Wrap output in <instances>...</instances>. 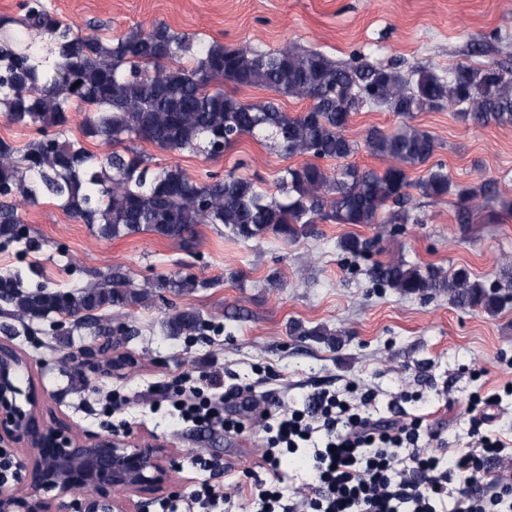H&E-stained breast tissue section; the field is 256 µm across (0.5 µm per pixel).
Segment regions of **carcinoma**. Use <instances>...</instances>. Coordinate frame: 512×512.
Here are the masks:
<instances>
[{"mask_svg":"<svg viewBox=\"0 0 512 512\" xmlns=\"http://www.w3.org/2000/svg\"><path fill=\"white\" fill-rule=\"evenodd\" d=\"M24 27L47 38L53 60L43 61L31 46L10 36L0 45V109L17 125L40 137L23 150L0 140V246L19 242L26 229L17 215L21 203L49 197L68 215L94 225L106 239L140 231L186 243L199 224H222L243 240L273 234L293 241L318 220L336 224L418 223L407 189L408 169L427 163L438 149L434 137L407 122L387 134L373 128L364 147L387 166L382 172L346 165L328 173L314 163L287 167L279 194L234 175L199 182L178 165L160 167L133 148L93 153L87 139L110 145L126 139L149 142L172 152L217 157L244 135L259 136L289 157L347 159L359 151L345 135L353 113L367 106L385 108L407 120L417 112L458 107L460 121L512 125V68L459 65L448 75L417 65L401 69L354 56L336 62L323 53L288 47L262 49L251 44L226 47L157 22L130 28L118 38L81 36L51 13L41 0H26ZM189 55L193 65L178 61ZM262 88L311 101L292 116L274 101L248 102L224 91ZM86 112L83 138L66 136L70 112ZM423 196L440 199L456 192L464 219L500 199L491 182L454 189L448 171L430 168L416 184ZM381 286L405 295L446 294L460 307L495 312L506 295L471 278L463 268L445 275L400 260L370 269ZM161 284L134 288L119 269L105 282L69 291L40 285L24 289L21 274L0 278V299L14 318L63 314L89 323L101 336H128L112 325L105 310L137 307ZM207 327L200 313L177 310L165 322L171 336H194Z\"/></svg>","mask_w":512,"mask_h":512,"instance_id":"cac0c4a2","label":"carcinoma"}]
</instances>
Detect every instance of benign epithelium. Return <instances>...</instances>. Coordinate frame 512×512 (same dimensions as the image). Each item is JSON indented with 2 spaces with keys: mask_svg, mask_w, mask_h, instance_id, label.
Segmentation results:
<instances>
[{
  "mask_svg": "<svg viewBox=\"0 0 512 512\" xmlns=\"http://www.w3.org/2000/svg\"><path fill=\"white\" fill-rule=\"evenodd\" d=\"M27 363L9 344H0V443L24 451L31 460L25 487L0 488V512H49L28 486L60 494L91 495L85 512H132L128 498L114 494L172 488L170 449L141 446L118 435L79 436L38 413L33 390L20 378Z\"/></svg>",
  "mask_w": 512,
  "mask_h": 512,
  "instance_id": "obj_1",
  "label": "benign epithelium"
}]
</instances>
